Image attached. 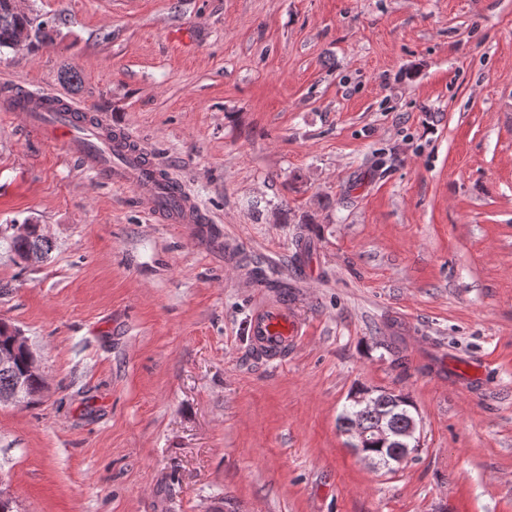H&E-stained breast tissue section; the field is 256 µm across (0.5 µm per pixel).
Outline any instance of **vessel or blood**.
I'll use <instances>...</instances> for the list:
<instances>
[{"mask_svg": "<svg viewBox=\"0 0 512 512\" xmlns=\"http://www.w3.org/2000/svg\"><path fill=\"white\" fill-rule=\"evenodd\" d=\"M42 95L12 91L0 96V115L29 133L61 134L68 156L101 181L133 187L143 206L162 224H206L210 218L169 169L157 164L126 129L112 126L73 102L60 111L42 109ZM246 334L256 352L269 361L286 356L302 334L287 300L262 298L250 316Z\"/></svg>", "mask_w": 512, "mask_h": 512, "instance_id": "b4317fda", "label": "vessel or blood"}]
</instances>
